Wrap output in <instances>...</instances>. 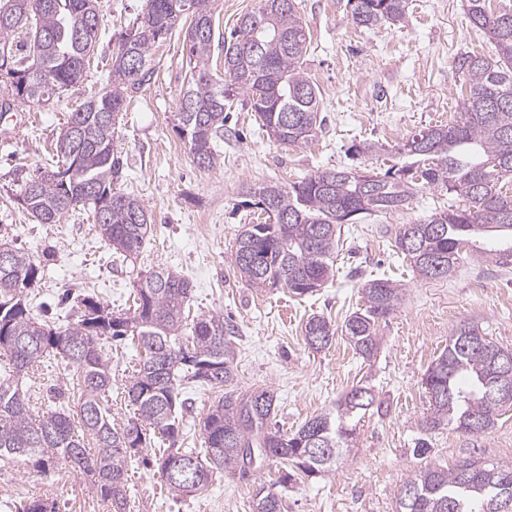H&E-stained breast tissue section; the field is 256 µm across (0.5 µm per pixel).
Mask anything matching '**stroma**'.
Wrapping results in <instances>:
<instances>
[{"instance_id":"35a3bbf8","label":"stroma","mask_w":512,"mask_h":512,"mask_svg":"<svg viewBox=\"0 0 512 512\" xmlns=\"http://www.w3.org/2000/svg\"><path fill=\"white\" fill-rule=\"evenodd\" d=\"M296 3L310 34L303 68L318 90L322 131L306 146L279 145L239 97L224 108L220 163L198 167L175 130L188 67L184 33L174 28L153 50L151 81L127 100L118 119L121 188L140 198L152 219L141 254L121 263L85 211L40 224L18 202L26 181L56 162V142L69 113L105 87L120 35L147 10V0H98L102 31L82 83L49 102H18L0 112V235L40 270L28 294L39 317L61 324L71 319L66 294L86 292L123 313L133 304L138 274L160 265L178 269L192 286V314L236 323L238 386L274 389L277 419L285 429H297L352 386L372 388L387 411L360 421L335 472L295 476L282 491L283 512H395L402 484L420 466H449L464 457L512 465V407L492 431L474 438L450 427L422 431L429 407L423 375L458 324H474L512 348V269L498 267L480 249L463 254L451 277L414 274L395 248L398 227L454 202L446 192L425 187L408 208L345 225L348 255L314 295L300 299L284 288H250L234 272L233 241L242 225L265 215L245 205L243 191L255 182L286 185L328 168L385 173L399 161L398 144L458 117L463 98L453 67L456 54L491 56L495 50L470 25L464 0H409L404 24L372 29L353 22L348 0ZM364 141L380 144V151L354 154L353 145ZM377 277L404 288L401 304L379 327L377 355L363 360L342 335L328 349H309L303 335L307 318L322 315L342 323L363 305V283ZM138 352L130 344L112 354L111 407L118 425L133 415L123 388ZM30 386L39 412L53 406L48 388L78 398L69 366H59L47 380L33 375ZM422 437L430 443L423 458L413 453ZM152 455L144 450L129 465L127 512H252V484L228 474L193 498H169L157 467L148 462ZM34 496L48 498L57 512H107L82 472L0 467V512H14Z\"/></svg>"}]
</instances>
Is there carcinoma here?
<instances>
[{"label":"carcinoma","instance_id":"1","mask_svg":"<svg viewBox=\"0 0 512 512\" xmlns=\"http://www.w3.org/2000/svg\"><path fill=\"white\" fill-rule=\"evenodd\" d=\"M189 0H148L147 12L122 34L112 56L108 86L70 113L56 151L63 164L29 179L19 204L40 224H58L82 206L96 232L125 258L137 254L151 217L135 196L117 188L123 164L114 149L116 119L127 99L151 81L153 48L183 17ZM362 27L397 24L408 0H348ZM25 0H0V112L15 102L43 103L56 91L80 83L85 61L97 43L96 0H39L23 13ZM470 24L487 35L496 55L471 52L454 58L465 84L460 115L446 125L422 130L397 146L401 166L384 175L348 168L317 171L282 185H248V202L271 207L265 224H245L234 240L235 272L251 288H287L308 296L334 277L341 229L362 215L405 208L424 185L462 199V207L438 210L399 228L395 247L415 270L434 279L455 271L463 249L478 236L512 239V0L494 9L491 0H465ZM26 32L33 65L11 52L10 39ZM190 77L178 112L176 132L200 167L221 159L224 106L240 94L280 145L303 146L321 128L318 94L303 69L310 40L297 15L296 0H259L238 19L230 38L214 24L185 30ZM224 51V76L208 66L213 45ZM0 464L46 472L68 466L91 478L111 512H126L128 460L147 440L169 443L156 459L167 491L176 499L202 493L218 474L256 484L253 512H282V496L260 474L280 465L279 483L300 472L317 478L333 470L356 422L383 410L372 390L356 385L295 431L275 421L277 395L268 387L241 390L236 384L237 327L219 315L192 318L183 336L192 287L180 272L161 266L136 286L133 313L116 314L97 298L78 301L77 320L51 325L37 317L27 288L39 271L31 257L0 243ZM364 307L342 326L324 316L309 318L306 343L319 350L337 333L365 360L377 351L378 324L401 303L404 289L388 278L362 286ZM144 350L123 393L134 415L121 426L104 404L112 394L109 349L127 337ZM504 347L471 323L459 324L448 345L428 367L423 385L427 433L447 426L468 436L492 430L502 406L486 396V385L512 386V368L502 371ZM66 362L76 370L78 410L61 403L34 413L29 373ZM217 390V400L199 422L201 447L179 448L183 437L184 385ZM91 439L88 446L85 439ZM322 449L315 457L314 447ZM512 499V466L462 458L450 467L414 470L399 491L396 512H496Z\"/></svg>","mask_w":512,"mask_h":512}]
</instances>
